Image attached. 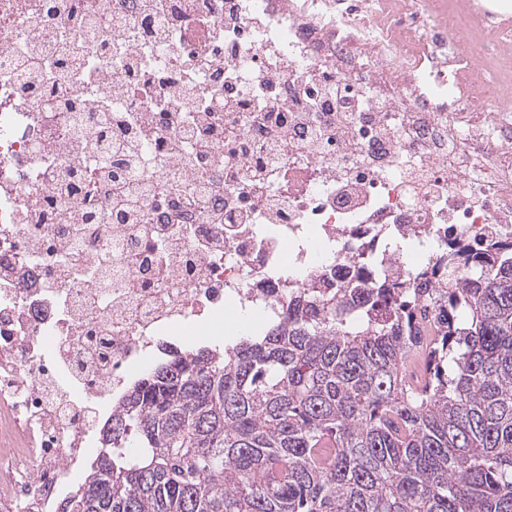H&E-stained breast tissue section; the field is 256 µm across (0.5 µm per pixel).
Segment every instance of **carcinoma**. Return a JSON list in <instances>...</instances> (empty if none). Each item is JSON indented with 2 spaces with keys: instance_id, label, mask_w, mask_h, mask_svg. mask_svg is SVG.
<instances>
[{
  "instance_id": "carcinoma-1",
  "label": "carcinoma",
  "mask_w": 512,
  "mask_h": 512,
  "mask_svg": "<svg viewBox=\"0 0 512 512\" xmlns=\"http://www.w3.org/2000/svg\"><path fill=\"white\" fill-rule=\"evenodd\" d=\"M111 149L117 185L133 149ZM97 431L61 512H512V240L313 286L222 350L172 349Z\"/></svg>"
}]
</instances>
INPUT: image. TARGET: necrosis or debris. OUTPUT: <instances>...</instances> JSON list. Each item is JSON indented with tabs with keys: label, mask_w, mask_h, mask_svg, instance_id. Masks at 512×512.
Masks as SVG:
<instances>
[{
	"label": "necrosis or debris",
	"mask_w": 512,
	"mask_h": 512,
	"mask_svg": "<svg viewBox=\"0 0 512 512\" xmlns=\"http://www.w3.org/2000/svg\"><path fill=\"white\" fill-rule=\"evenodd\" d=\"M0 0V512H56L91 415L185 324L512 238V30L494 0ZM94 59L68 110L59 47ZM148 91L125 89L130 63ZM191 77L197 110L168 79ZM353 89L323 95L327 79ZM106 121L136 144L111 211ZM97 203L79 223L69 205ZM415 234L419 256L387 243Z\"/></svg>",
	"instance_id": "4bbe7bcc"
}]
</instances>
